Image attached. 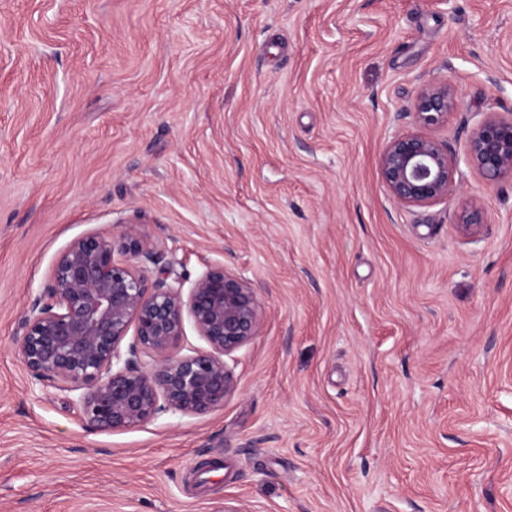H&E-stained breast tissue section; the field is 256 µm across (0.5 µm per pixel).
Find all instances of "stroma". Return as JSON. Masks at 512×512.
Segmentation results:
<instances>
[{"mask_svg":"<svg viewBox=\"0 0 512 512\" xmlns=\"http://www.w3.org/2000/svg\"><path fill=\"white\" fill-rule=\"evenodd\" d=\"M443 81L440 141L512 112V0H0V512H512V179L402 208L377 175ZM127 224L262 329L223 409L95 431L15 340Z\"/></svg>","mask_w":512,"mask_h":512,"instance_id":"stroma-1","label":"stroma"}]
</instances>
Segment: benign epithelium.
I'll list each match as a JSON object with an SVG mask.
<instances>
[{
	"instance_id": "obj_1",
	"label": "benign epithelium",
	"mask_w": 512,
	"mask_h": 512,
	"mask_svg": "<svg viewBox=\"0 0 512 512\" xmlns=\"http://www.w3.org/2000/svg\"><path fill=\"white\" fill-rule=\"evenodd\" d=\"M459 106L454 86L431 83L398 113L413 128L390 136L378 160L396 205L426 206L459 189L456 148L426 133ZM463 156L487 177L512 178V113H491L473 127ZM117 252L127 259H115ZM146 261H155L154 254L133 224L117 240L96 232L77 237L24 311L18 355L37 380L78 392L76 407L90 429L134 428L165 408L183 415L223 408L236 390L225 357L259 335L260 302L246 277L218 263L186 288L148 281ZM187 322L206 349L181 353Z\"/></svg>"
}]
</instances>
